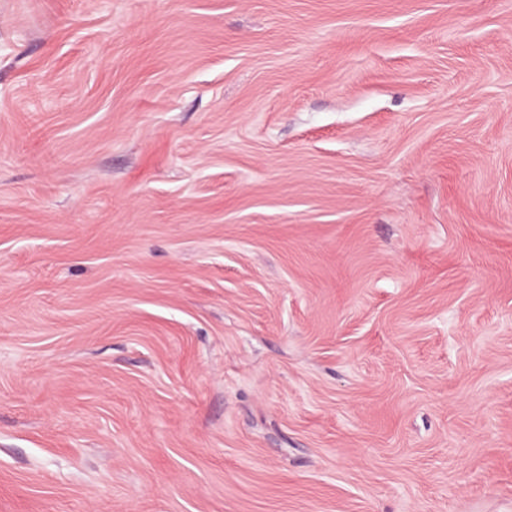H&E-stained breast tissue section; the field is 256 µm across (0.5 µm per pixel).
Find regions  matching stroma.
<instances>
[{
  "instance_id": "obj_1",
  "label": "stroma",
  "mask_w": 512,
  "mask_h": 512,
  "mask_svg": "<svg viewBox=\"0 0 512 512\" xmlns=\"http://www.w3.org/2000/svg\"><path fill=\"white\" fill-rule=\"evenodd\" d=\"M0 512H512V0H0Z\"/></svg>"
}]
</instances>
